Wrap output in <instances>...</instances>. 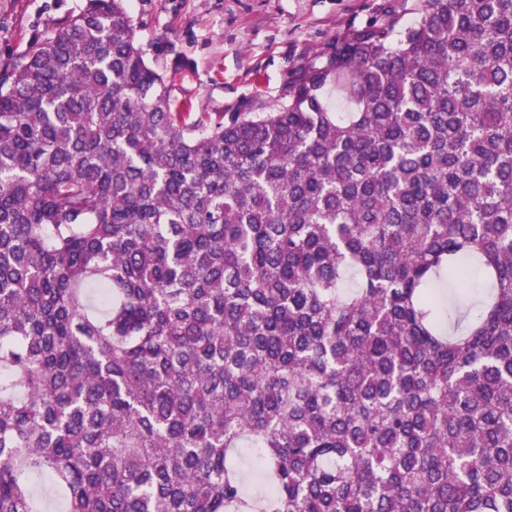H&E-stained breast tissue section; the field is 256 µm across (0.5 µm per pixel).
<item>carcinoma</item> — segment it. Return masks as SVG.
<instances>
[{
	"label": "carcinoma",
	"mask_w": 512,
	"mask_h": 512,
	"mask_svg": "<svg viewBox=\"0 0 512 512\" xmlns=\"http://www.w3.org/2000/svg\"><path fill=\"white\" fill-rule=\"evenodd\" d=\"M414 13L215 123L126 0L4 63L0 512H512V0Z\"/></svg>",
	"instance_id": "1"
}]
</instances>
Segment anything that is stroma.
<instances>
[{
	"label": "stroma",
	"instance_id": "35a3bbf8",
	"mask_svg": "<svg viewBox=\"0 0 512 512\" xmlns=\"http://www.w3.org/2000/svg\"><path fill=\"white\" fill-rule=\"evenodd\" d=\"M86 0H0V65L25 55ZM415 0H126L136 38L158 71L189 70L171 95L217 120L258 115L283 102L292 70L349 26L394 8L410 20Z\"/></svg>",
	"mask_w": 512,
	"mask_h": 512
}]
</instances>
